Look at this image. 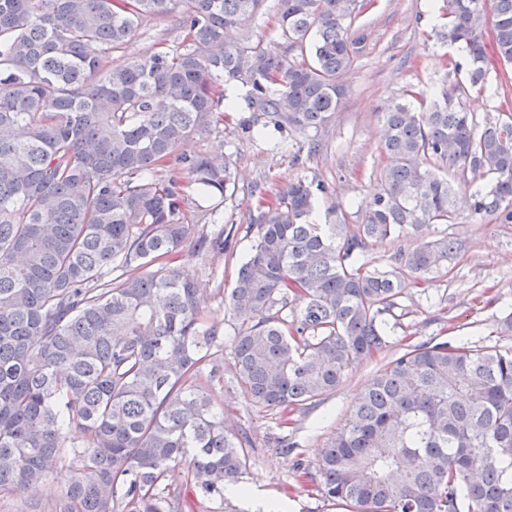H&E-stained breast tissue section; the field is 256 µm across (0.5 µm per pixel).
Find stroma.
<instances>
[{"label":"stroma","instance_id":"stroma-1","mask_svg":"<svg viewBox=\"0 0 512 512\" xmlns=\"http://www.w3.org/2000/svg\"><path fill=\"white\" fill-rule=\"evenodd\" d=\"M436 22L431 0H370L354 23L364 38L363 50L346 76L343 102L318 135L317 152L306 151V136L294 130L286 149L246 132L250 114L240 105L226 111L223 122L210 133L192 136L180 146V154L187 156L225 155L239 173L236 190L220 206L218 217H211L196 201L186 205L189 221L200 230L210 231L218 222L235 231L231 250L204 257L188 251L182 258L200 290V307L212 321L223 322L224 295L249 251L246 228L262 210L258 192L271 197L289 181L307 178L327 189L318 199L319 209L338 204L353 214L378 191L383 110L407 89L432 98L453 75L450 61L457 53L431 38ZM187 42L176 16L152 17L141 23L125 50L112 53L109 62L119 65L129 56L162 47L180 49ZM461 101L478 121L497 118L512 107V81L496 94L466 89ZM448 231L461 240V249L423 287L406 290V314L392 327L387 347L353 364L336 390L316 403L296 407L286 419L279 411L259 409L239 386L231 361H224L221 377L211 388L224 401L227 426L252 435L245 489L288 501L289 512H347L322 493L321 450L345 424L366 384L389 361L406 346L432 340L512 349V334L501 331L502 318L512 312V222L464 214ZM285 434L298 443L287 455L275 446L276 438ZM73 467L71 457L62 458L47 483L0 501V512H24L27 501L53 499L68 484Z\"/></svg>","mask_w":512,"mask_h":512}]
</instances>
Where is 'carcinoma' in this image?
I'll list each match as a JSON object with an SVG mask.
<instances>
[{"label": "carcinoma", "mask_w": 512, "mask_h": 512, "mask_svg": "<svg viewBox=\"0 0 512 512\" xmlns=\"http://www.w3.org/2000/svg\"><path fill=\"white\" fill-rule=\"evenodd\" d=\"M266 0H188V48L105 59L176 0H0V500L75 471L24 512H186L173 468L224 501L252 447L224 426L204 379L220 377L224 335L198 307L181 263L230 248L220 225L198 234L183 208L195 185L235 191L228 161L181 158L245 89L247 131L319 132L346 94L360 52L362 0H278L276 36L244 30ZM435 37L460 46L469 84L512 68V0H440ZM491 37L493 55L486 51ZM456 80L429 108L408 92L382 113L380 188L356 222L339 205L313 219L321 183L288 182L258 216L224 313L232 363L251 401L283 413L336 390L387 346L385 316L405 288L448 263L444 233L398 251V266L359 258L434 224L512 221V113L478 125ZM83 430L67 441L71 424ZM324 495L349 512H512V350L446 343L406 349L366 386L319 460Z\"/></svg>", "instance_id": "1"}]
</instances>
